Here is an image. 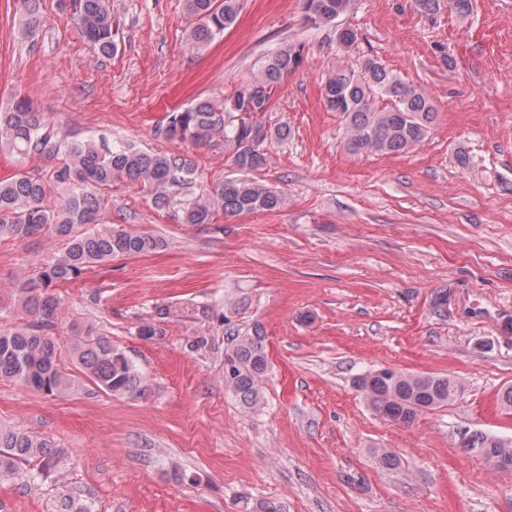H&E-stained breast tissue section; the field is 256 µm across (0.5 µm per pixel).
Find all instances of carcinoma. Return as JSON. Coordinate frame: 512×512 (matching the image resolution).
<instances>
[{"mask_svg": "<svg viewBox=\"0 0 512 512\" xmlns=\"http://www.w3.org/2000/svg\"><path fill=\"white\" fill-rule=\"evenodd\" d=\"M195 18L191 42L211 43L232 27L239 15V0H185ZM353 0H304L306 19L330 25L348 13ZM475 0H411L421 17L433 22L448 5L450 13L466 18ZM43 0H20L21 33L33 35L43 22ZM75 24L95 49L109 55L115 49L112 14L108 0H77ZM302 61L301 52L289 45L280 49L254 82L221 102L198 99L176 109L155 126L154 135L167 141L206 145L224 143L237 167L256 171L266 165L263 144L272 137L258 116L269 110L273 88ZM391 101L376 108L375 96ZM328 108L341 113L347 124V147L354 153H401L423 141L437 119L430 97L403 82L376 59L361 70L338 68L323 85ZM6 145L23 160L33 156L61 157L47 170L20 169L0 178V242L48 237L61 249L40 270L19 285L25 319L6 329L0 327V380L30 390L63 397L79 381L62 363V349L79 371L98 388L114 396L144 392V377L133 360L112 341L88 327L73 330L64 343L59 337L62 302L53 290L79 278L84 271L116 257L136 256L164 249L165 241L126 228L97 227L102 193L112 181L126 178L140 182L153 194V205L166 209L175 204L170 189L192 183V159L103 140L67 139L58 135L43 115L24 98L0 112V146ZM63 189L57 199L52 192ZM281 192L244 179H228L212 190L181 204V223L210 224L216 213L251 214L279 209ZM224 353V385L246 404L256 402L259 384L268 370L264 336L259 331H232ZM371 408L397 424L412 422L428 410L448 405L461 385L450 375L372 371L354 380ZM461 447L491 465L512 469V441L473 432ZM57 452L50 442L31 431L0 425V478L21 475V467L40 461L42 468L56 465Z\"/></svg>", "mask_w": 512, "mask_h": 512, "instance_id": "carcinoma-1", "label": "carcinoma"}]
</instances>
